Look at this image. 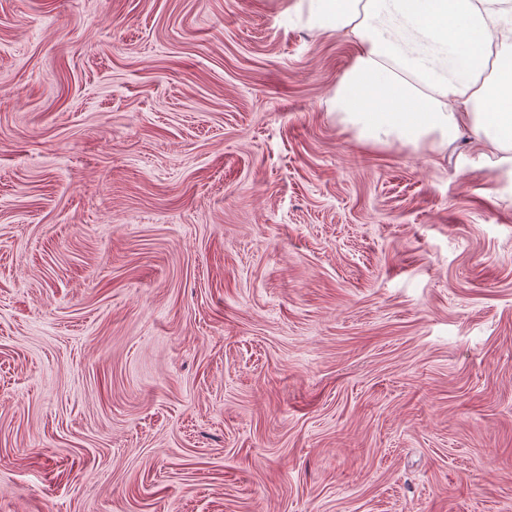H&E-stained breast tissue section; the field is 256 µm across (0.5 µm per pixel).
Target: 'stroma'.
<instances>
[{
	"label": "stroma",
	"instance_id": "35a3bbf8",
	"mask_svg": "<svg viewBox=\"0 0 512 512\" xmlns=\"http://www.w3.org/2000/svg\"><path fill=\"white\" fill-rule=\"evenodd\" d=\"M282 9L0 0V512H512V196Z\"/></svg>",
	"mask_w": 512,
	"mask_h": 512
}]
</instances>
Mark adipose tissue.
Instances as JSON below:
<instances>
[{
    "instance_id": "obj_1",
    "label": "adipose tissue",
    "mask_w": 512,
    "mask_h": 512,
    "mask_svg": "<svg viewBox=\"0 0 512 512\" xmlns=\"http://www.w3.org/2000/svg\"><path fill=\"white\" fill-rule=\"evenodd\" d=\"M289 17L344 35L353 58L325 109L358 143L494 162L512 185V0H292Z\"/></svg>"
}]
</instances>
